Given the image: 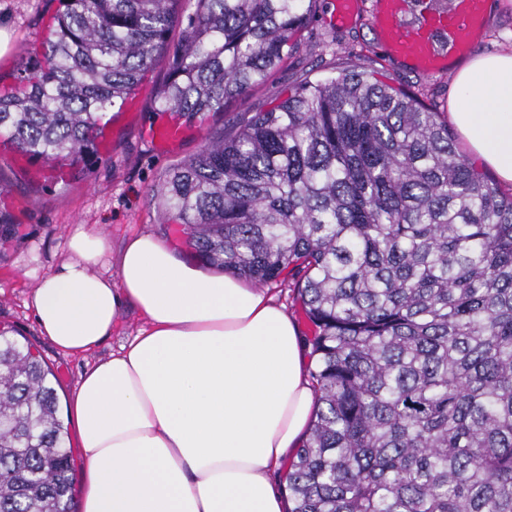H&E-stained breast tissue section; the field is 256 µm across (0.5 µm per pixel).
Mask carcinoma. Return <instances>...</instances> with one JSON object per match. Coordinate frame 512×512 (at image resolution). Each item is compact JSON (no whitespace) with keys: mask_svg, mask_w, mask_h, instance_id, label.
Masks as SVG:
<instances>
[{"mask_svg":"<svg viewBox=\"0 0 512 512\" xmlns=\"http://www.w3.org/2000/svg\"><path fill=\"white\" fill-rule=\"evenodd\" d=\"M314 2L64 0L0 87V131L84 163L158 66L153 111L222 112L286 61ZM153 196L208 266L294 281L317 410L288 512H512V192L441 113L344 70L208 137ZM56 385L0 330V512H72Z\"/></svg>","mask_w":512,"mask_h":512,"instance_id":"obj_1","label":"carcinoma"}]
</instances>
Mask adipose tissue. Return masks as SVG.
Wrapping results in <instances>:
<instances>
[{"instance_id":"ef3b65f1","label":"adipose tissue","mask_w":512,"mask_h":512,"mask_svg":"<svg viewBox=\"0 0 512 512\" xmlns=\"http://www.w3.org/2000/svg\"><path fill=\"white\" fill-rule=\"evenodd\" d=\"M461 62L449 115L469 155L512 185V33ZM106 236L77 231L34 289L42 335L83 356L125 305L147 325L89 365L70 414L83 512H287L271 479L315 411L296 322L266 290L205 272L150 233L128 238L116 276L97 272Z\"/></svg>"}]
</instances>
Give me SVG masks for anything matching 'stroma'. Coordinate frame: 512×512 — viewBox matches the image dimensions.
I'll use <instances>...</instances> for the list:
<instances>
[{
	"label": "stroma",
	"mask_w": 512,
	"mask_h": 512,
	"mask_svg": "<svg viewBox=\"0 0 512 512\" xmlns=\"http://www.w3.org/2000/svg\"><path fill=\"white\" fill-rule=\"evenodd\" d=\"M62 8L61 0H0V27L12 33L9 52L0 58L1 75L18 72L46 34L47 22ZM333 11V0H316L306 28L280 69L265 84L248 90L243 100L228 103L223 112L197 123L196 134L169 152H158L145 135L146 129L163 118L152 109L156 90L165 78L159 67L139 88L140 110L116 132L111 154L91 161L68 182L32 180L12 155L0 153V215L8 223L7 230H0V328L12 329L16 338L33 343L53 371L60 416H67L89 360L108 356L146 325L133 306L124 307L111 336L87 359L66 355L40 334L30 306L31 293L67 257L75 232L94 230L109 238L113 251L103 258L102 268L110 273L116 270V251L131 234H155L180 254H190L180 226L164 223L160 216L153 198L160 178L196 154L206 135L233 133L289 90L337 76L358 63L383 73L392 84L414 93L436 111H447L452 77H429L393 64L380 50L370 4H363L345 25L334 22Z\"/></svg>",
	"instance_id": "obj_1"
}]
</instances>
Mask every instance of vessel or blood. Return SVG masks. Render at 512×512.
<instances>
[{
	"label": "vessel or blood",
	"instance_id": "b4317fda",
	"mask_svg": "<svg viewBox=\"0 0 512 512\" xmlns=\"http://www.w3.org/2000/svg\"><path fill=\"white\" fill-rule=\"evenodd\" d=\"M486 0H374L371 20L389 57L411 59L416 69L428 75L447 74L449 56L473 48V37L487 31L491 15ZM137 99H129L111 116L97 137L100 155L112 150V134L133 117ZM189 134L176 121L155 125L147 133L157 150L163 151Z\"/></svg>",
	"mask_w": 512,
	"mask_h": 512
}]
</instances>
